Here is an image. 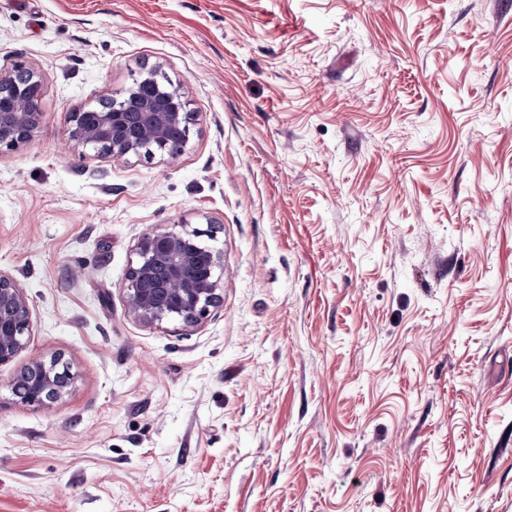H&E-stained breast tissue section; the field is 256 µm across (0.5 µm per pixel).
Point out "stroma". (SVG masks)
<instances>
[{"label": "stroma", "instance_id": "1", "mask_svg": "<svg viewBox=\"0 0 512 512\" xmlns=\"http://www.w3.org/2000/svg\"><path fill=\"white\" fill-rule=\"evenodd\" d=\"M20 61L0 512H512V0H0ZM144 62L197 114L178 158L70 143ZM210 223L223 302L132 321L138 239ZM42 83L36 70L23 63L0 69V155L26 144L39 127L41 112L30 104L39 100ZM32 309L24 287L0 270V365L13 361L29 336ZM72 379L67 364L61 359H51L48 363L35 361L15 376L13 392L23 404L45 406L61 398Z\"/></svg>", "mask_w": 512, "mask_h": 512}]
</instances>
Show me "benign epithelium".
Segmentation results:
<instances>
[{
  "label": "benign epithelium",
  "mask_w": 512,
  "mask_h": 512,
  "mask_svg": "<svg viewBox=\"0 0 512 512\" xmlns=\"http://www.w3.org/2000/svg\"><path fill=\"white\" fill-rule=\"evenodd\" d=\"M156 67L99 103L68 115L75 144L116 160L156 155L176 159L190 140L196 114L179 88L160 84ZM42 83L36 70L23 63L0 70V154L26 144L39 127L41 113L30 109L40 99ZM138 113L132 124L127 112ZM213 226L156 230L136 244L135 261L126 277L128 316L143 325L179 321L193 326L223 302L224 255L199 244ZM32 309L24 287L0 271V365L24 349ZM73 375L60 359L35 361L14 378L13 392L29 406H45L61 398Z\"/></svg>",
  "instance_id": "7a95c632"
}]
</instances>
